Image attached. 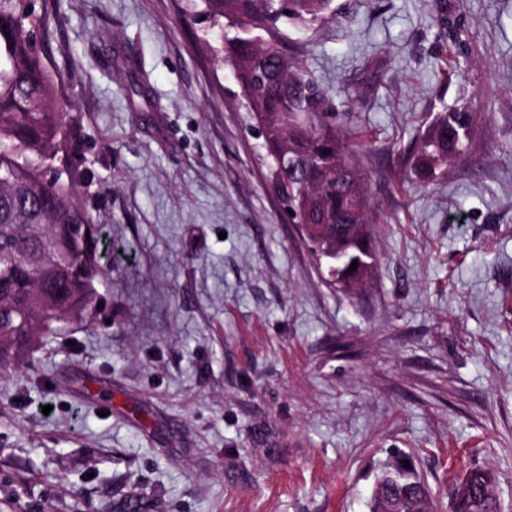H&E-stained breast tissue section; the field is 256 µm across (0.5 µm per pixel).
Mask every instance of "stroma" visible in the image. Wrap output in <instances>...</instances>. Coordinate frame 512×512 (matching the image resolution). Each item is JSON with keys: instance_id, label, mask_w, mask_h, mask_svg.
Masks as SVG:
<instances>
[{"instance_id": "obj_1", "label": "stroma", "mask_w": 512, "mask_h": 512, "mask_svg": "<svg viewBox=\"0 0 512 512\" xmlns=\"http://www.w3.org/2000/svg\"><path fill=\"white\" fill-rule=\"evenodd\" d=\"M332 10L261 36L371 142L377 263L352 294L322 280L271 188L217 62L233 20L186 0H36L78 144L55 163L85 173L101 307L0 378V512H369L399 455L432 512L473 467L512 512V0ZM463 105L469 155L410 187L404 151Z\"/></svg>"}]
</instances>
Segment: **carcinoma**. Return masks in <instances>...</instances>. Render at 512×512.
<instances>
[{"label": "carcinoma", "mask_w": 512, "mask_h": 512, "mask_svg": "<svg viewBox=\"0 0 512 512\" xmlns=\"http://www.w3.org/2000/svg\"><path fill=\"white\" fill-rule=\"evenodd\" d=\"M214 22L232 15L246 29L224 39V58L234 72L256 121L282 210L293 224H323L310 236L316 261L340 252L358 261L337 277L356 285L371 274L376 257L371 234L376 223L367 176L355 160V133L339 131L330 119L332 92L315 81L280 45L253 31L285 18L302 26L325 20L332 0H201ZM40 19L34 0H0V338L16 352L0 355V370L15 368L52 322L91 312L101 266L86 262L98 253L97 237L70 232L90 217L73 191L77 168L60 173L53 161L68 140L59 77L43 63L38 46ZM471 113L452 109L432 121L408 152L411 171L429 178L436 169L470 152ZM413 470L385 467L377 477L370 512L394 499L402 512H430L428 491L414 489ZM492 475L466 471L451 512H499Z\"/></svg>", "instance_id": "1"}]
</instances>
